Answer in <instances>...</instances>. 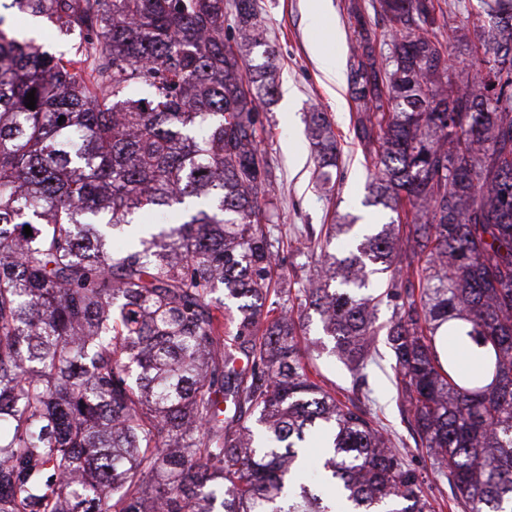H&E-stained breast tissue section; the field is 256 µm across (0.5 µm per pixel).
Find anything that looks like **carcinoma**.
<instances>
[{
  "label": "carcinoma",
  "mask_w": 512,
  "mask_h": 512,
  "mask_svg": "<svg viewBox=\"0 0 512 512\" xmlns=\"http://www.w3.org/2000/svg\"><path fill=\"white\" fill-rule=\"evenodd\" d=\"M483 4L460 69L440 0H372L386 53L351 7L350 127L394 218L293 249L314 273L285 305L259 148L277 53L254 0H0V512H436L371 407L380 341L454 504L512 512V0ZM308 128L335 163L327 115ZM310 309L351 370L341 399L301 345Z\"/></svg>",
  "instance_id": "1"
}]
</instances>
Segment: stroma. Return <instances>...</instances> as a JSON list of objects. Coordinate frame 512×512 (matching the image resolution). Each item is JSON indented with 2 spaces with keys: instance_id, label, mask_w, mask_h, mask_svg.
I'll return each mask as SVG.
<instances>
[{
  "instance_id": "obj_1",
  "label": "stroma",
  "mask_w": 512,
  "mask_h": 512,
  "mask_svg": "<svg viewBox=\"0 0 512 512\" xmlns=\"http://www.w3.org/2000/svg\"><path fill=\"white\" fill-rule=\"evenodd\" d=\"M351 0H256L259 31L278 52L273 103L263 112L260 148L274 174V222L280 236L305 240L307 229L358 217L376 227L390 220L389 210L365 205L371 174L349 130L355 110L347 84L353 31L347 8ZM327 113L338 141L336 168L321 178L315 149L306 135L309 112ZM389 366L372 368L369 383L385 422L408 446L411 467L430 471L431 461L413 448L412 432L400 416L389 381Z\"/></svg>"
}]
</instances>
